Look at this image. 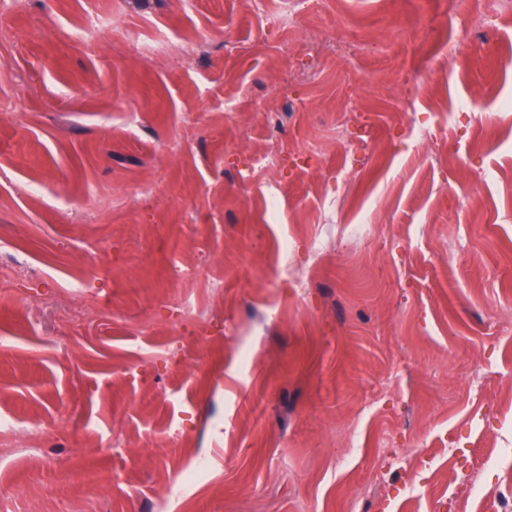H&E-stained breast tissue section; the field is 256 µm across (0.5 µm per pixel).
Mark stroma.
<instances>
[{
    "instance_id": "stroma-1",
    "label": "stroma",
    "mask_w": 512,
    "mask_h": 512,
    "mask_svg": "<svg viewBox=\"0 0 512 512\" xmlns=\"http://www.w3.org/2000/svg\"><path fill=\"white\" fill-rule=\"evenodd\" d=\"M474 7H0V417L44 430L0 512H504L463 479L512 476V10Z\"/></svg>"
}]
</instances>
